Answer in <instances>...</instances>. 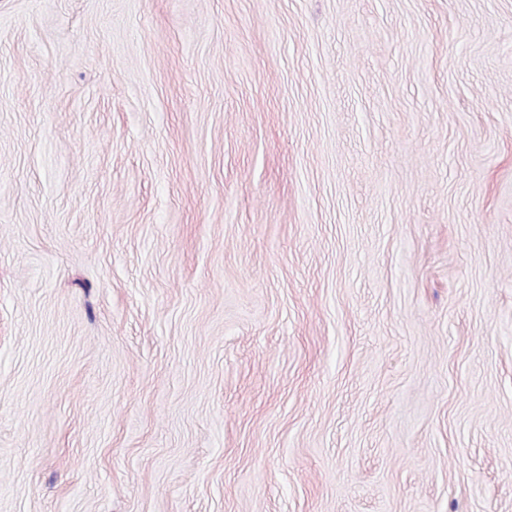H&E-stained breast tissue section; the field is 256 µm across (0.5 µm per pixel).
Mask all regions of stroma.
Wrapping results in <instances>:
<instances>
[{
    "label": "stroma",
    "mask_w": 512,
    "mask_h": 512,
    "mask_svg": "<svg viewBox=\"0 0 512 512\" xmlns=\"http://www.w3.org/2000/svg\"><path fill=\"white\" fill-rule=\"evenodd\" d=\"M0 512H512V0H0Z\"/></svg>",
    "instance_id": "1"
}]
</instances>
